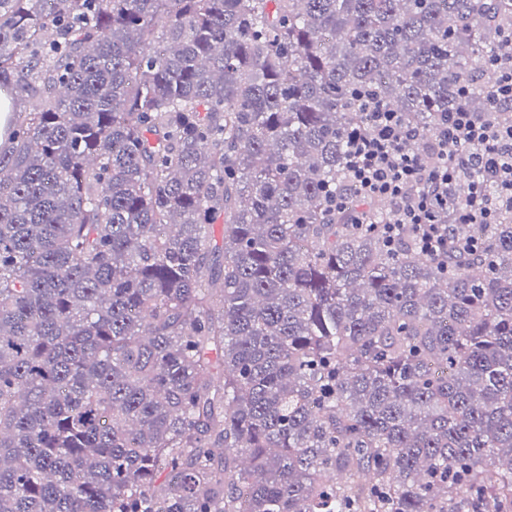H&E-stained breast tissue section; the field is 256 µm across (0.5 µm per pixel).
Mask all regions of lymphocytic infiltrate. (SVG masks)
<instances>
[{"mask_svg":"<svg viewBox=\"0 0 512 512\" xmlns=\"http://www.w3.org/2000/svg\"><path fill=\"white\" fill-rule=\"evenodd\" d=\"M418 132L394 112L371 113L350 138L347 170L358 196L386 199L395 219L386 232L411 227L424 253L475 251L455 237L456 224H495L512 209V119L489 122L466 107L449 113L435 137L436 165L426 166L408 144Z\"/></svg>","mask_w":512,"mask_h":512,"instance_id":"obj_1","label":"lymphocytic infiltrate"}]
</instances>
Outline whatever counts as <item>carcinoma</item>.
I'll use <instances>...</instances> for the list:
<instances>
[{
	"instance_id": "obj_1",
	"label": "carcinoma",
	"mask_w": 512,
	"mask_h": 512,
	"mask_svg": "<svg viewBox=\"0 0 512 512\" xmlns=\"http://www.w3.org/2000/svg\"><path fill=\"white\" fill-rule=\"evenodd\" d=\"M511 35L512 0H0V512H512V214L444 264L346 168L374 107L421 157L494 116Z\"/></svg>"
}]
</instances>
